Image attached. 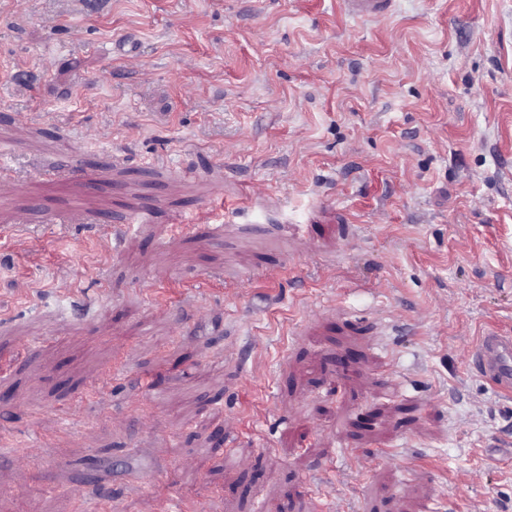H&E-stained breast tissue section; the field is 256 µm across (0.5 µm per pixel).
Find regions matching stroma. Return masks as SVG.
Wrapping results in <instances>:
<instances>
[{"label":"stroma","instance_id":"35a3bbf8","mask_svg":"<svg viewBox=\"0 0 512 512\" xmlns=\"http://www.w3.org/2000/svg\"><path fill=\"white\" fill-rule=\"evenodd\" d=\"M492 327L512 0H0V512H512ZM394 0H344L347 11L354 17H380L388 14ZM470 365L500 391L512 393V335L491 331L474 346Z\"/></svg>","mask_w":512,"mask_h":512}]
</instances>
